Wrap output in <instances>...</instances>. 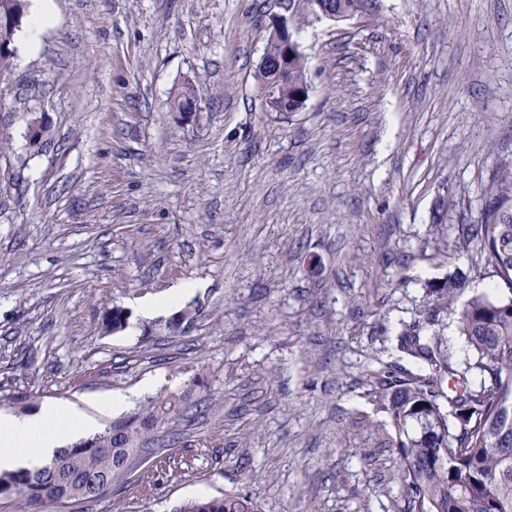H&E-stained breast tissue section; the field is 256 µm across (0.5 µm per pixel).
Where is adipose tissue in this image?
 <instances>
[{
	"label": "adipose tissue",
	"mask_w": 512,
	"mask_h": 512,
	"mask_svg": "<svg viewBox=\"0 0 512 512\" xmlns=\"http://www.w3.org/2000/svg\"><path fill=\"white\" fill-rule=\"evenodd\" d=\"M96 430L94 417L69 405L47 403L28 415L0 414V470L40 466L61 448Z\"/></svg>",
	"instance_id": "adipose-tissue-1"
}]
</instances>
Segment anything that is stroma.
Here are the masks:
<instances>
[{
  "mask_svg": "<svg viewBox=\"0 0 512 512\" xmlns=\"http://www.w3.org/2000/svg\"><path fill=\"white\" fill-rule=\"evenodd\" d=\"M54 3L38 52L16 43L0 79V395L102 428L95 396H191L130 475L52 512H179L228 491L259 512H398L369 372L419 373L397 336L429 285L500 283L455 241L512 153V0H382L303 25L297 112L258 89L278 0ZM187 79L188 117L169 108ZM186 281V302L143 314ZM115 306L129 319L108 334Z\"/></svg>",
  "mask_w": 512,
  "mask_h": 512,
  "instance_id": "stroma-1",
  "label": "stroma"
}]
</instances>
